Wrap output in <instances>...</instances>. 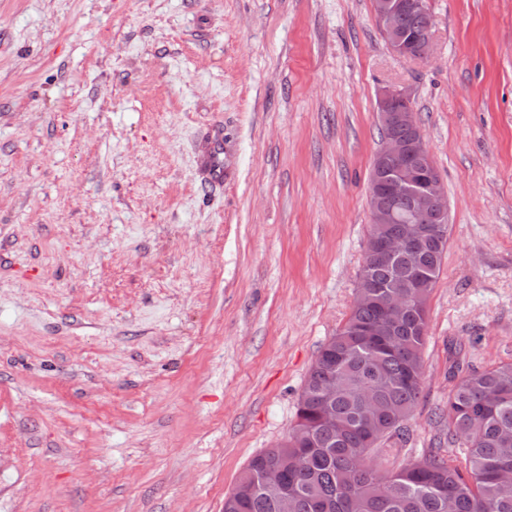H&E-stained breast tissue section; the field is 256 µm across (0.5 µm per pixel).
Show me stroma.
Here are the masks:
<instances>
[{"label": "stroma", "instance_id": "stroma-1", "mask_svg": "<svg viewBox=\"0 0 512 512\" xmlns=\"http://www.w3.org/2000/svg\"><path fill=\"white\" fill-rule=\"evenodd\" d=\"M426 4L409 59L373 0H0V512H224L350 314L386 86L449 233L375 461L447 450L452 361L512 362V0ZM224 144L221 136H217L211 150L201 162V168L209 179L221 183L224 179Z\"/></svg>", "mask_w": 512, "mask_h": 512}]
</instances>
